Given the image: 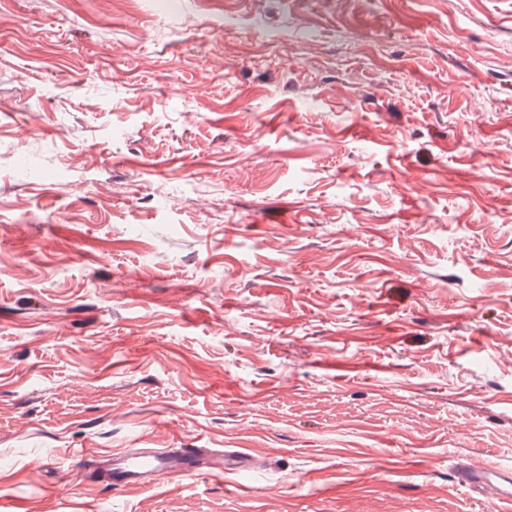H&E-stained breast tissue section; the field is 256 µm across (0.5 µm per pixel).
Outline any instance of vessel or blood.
<instances>
[{
    "label": "vessel or blood",
    "instance_id": "obj_1",
    "mask_svg": "<svg viewBox=\"0 0 512 512\" xmlns=\"http://www.w3.org/2000/svg\"><path fill=\"white\" fill-rule=\"evenodd\" d=\"M253 462L241 451L212 450L208 448H181L175 451H157L145 448L114 455L105 477L113 490L129 487L149 488L163 480H176L206 473L223 477L227 473H241L252 469ZM460 483L471 491L481 493L495 488L498 499H512V473L489 467L459 469Z\"/></svg>",
    "mask_w": 512,
    "mask_h": 512
}]
</instances>
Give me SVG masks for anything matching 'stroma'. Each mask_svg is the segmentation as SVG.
Masks as SVG:
<instances>
[{"mask_svg":"<svg viewBox=\"0 0 512 512\" xmlns=\"http://www.w3.org/2000/svg\"><path fill=\"white\" fill-rule=\"evenodd\" d=\"M141 448L256 465L112 491ZM475 456L512 0H0V512H512ZM459 482L473 492L483 495L488 487H494L497 500L512 499V473L489 467L473 469L467 465L459 467Z\"/></svg>","mask_w":512,"mask_h":512,"instance_id":"obj_1","label":"stroma"}]
</instances>
